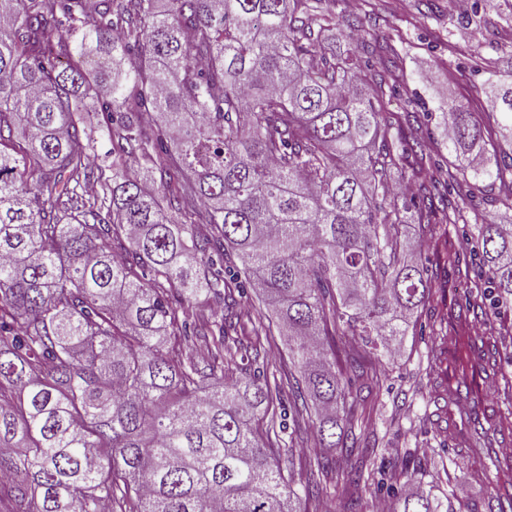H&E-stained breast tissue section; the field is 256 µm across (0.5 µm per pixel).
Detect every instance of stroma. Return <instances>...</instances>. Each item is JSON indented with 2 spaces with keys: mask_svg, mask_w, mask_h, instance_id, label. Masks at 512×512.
I'll return each mask as SVG.
<instances>
[{
  "mask_svg": "<svg viewBox=\"0 0 512 512\" xmlns=\"http://www.w3.org/2000/svg\"><path fill=\"white\" fill-rule=\"evenodd\" d=\"M477 12H459L456 0H337L336 10L360 18L371 37L388 43L391 52L374 62L371 74L389 71L397 87L415 100L406 111L402 98L387 99L402 132L418 126L423 130L425 151L435 159H447L443 131L424 113L436 111L448 99H456L471 111H485L481 83L489 70L500 67L501 58L512 54V0H478ZM501 188L484 189L469 200L449 195L448 203L463 206L480 220L512 218L501 205ZM432 314L423 310L420 330H413L395 344L393 354L379 363L380 387L372 396L373 412L359 421L356 436L376 439L378 449L364 464V479L355 487L351 501H344L334 483L324 482L321 495L304 499L303 512H372L395 496L433 490L449 497L456 512H484L488 482L478 480L479 467L473 454L458 456L447 439L440 437L431 421L438 391L422 376L431 341ZM499 328L509 359L503 364V380L488 391V398H502L506 383H512V306L488 310L473 323V334ZM314 408L300 411L281 435L283 448L277 459L284 475L303 483L310 465L324 455L312 429ZM398 474L396 494L381 491V472Z\"/></svg>",
  "mask_w": 512,
  "mask_h": 512,
  "instance_id": "stroma-1",
  "label": "stroma"
}]
</instances>
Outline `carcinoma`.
I'll list each match as a JSON object with an SVG mask.
<instances>
[{
    "label": "carcinoma",
    "instance_id": "carcinoma-1",
    "mask_svg": "<svg viewBox=\"0 0 512 512\" xmlns=\"http://www.w3.org/2000/svg\"><path fill=\"white\" fill-rule=\"evenodd\" d=\"M339 25L355 53L329 48ZM362 37L336 0H0V145L21 139L0 150V512H294L318 485L285 481L275 423L257 428L285 395L320 410L321 473L356 457L336 479L349 494L376 453L350 432L381 373L343 337L379 359L432 295L402 241L411 207L464 289L432 332L462 344L460 375L502 376L500 337L467 317L512 303V224H469L448 192L512 185V65L482 83L499 141L439 107L440 164L384 114L395 86L359 88L389 51ZM411 165L436 171L418 203L391 178ZM250 288L262 307L244 310ZM269 310L288 336L272 375ZM489 420L512 434V412ZM394 512L454 509L428 491Z\"/></svg>",
    "mask_w": 512,
    "mask_h": 512
}]
</instances>
